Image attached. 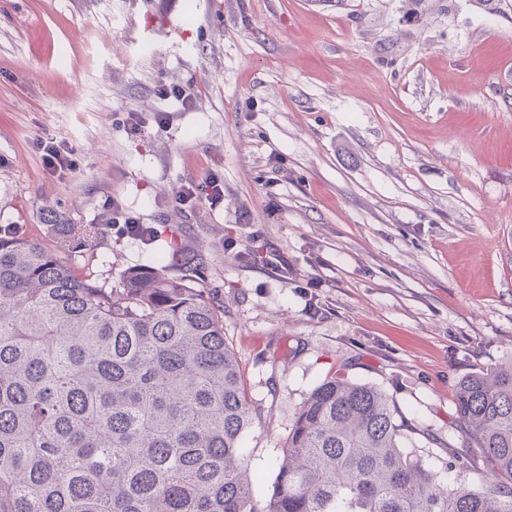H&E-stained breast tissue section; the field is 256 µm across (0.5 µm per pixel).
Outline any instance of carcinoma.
Returning a JSON list of instances; mask_svg holds the SVG:
<instances>
[{
	"mask_svg": "<svg viewBox=\"0 0 512 512\" xmlns=\"http://www.w3.org/2000/svg\"><path fill=\"white\" fill-rule=\"evenodd\" d=\"M55 244L0 234V512H512V362L463 378L445 484L401 447L381 389L330 377L299 407L268 496L243 442L256 413L203 258L117 288ZM174 267L179 276H168Z\"/></svg>",
	"mask_w": 512,
	"mask_h": 512,
	"instance_id": "1",
	"label": "carcinoma"
}]
</instances>
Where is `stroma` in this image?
Instances as JSON below:
<instances>
[{
    "label": "stroma",
    "instance_id": "1",
    "mask_svg": "<svg viewBox=\"0 0 512 512\" xmlns=\"http://www.w3.org/2000/svg\"><path fill=\"white\" fill-rule=\"evenodd\" d=\"M511 62L512 0H0V225H97L74 261L110 288L172 237L202 247L264 484L334 375L385 391L442 473L459 381L512 359ZM210 176L223 201L181 209ZM116 203L152 241L113 229ZM38 148L42 153L41 160L43 167L47 171L55 173L62 169L72 170L73 161L60 145L52 141H40Z\"/></svg>",
    "mask_w": 512,
    "mask_h": 512
}]
</instances>
